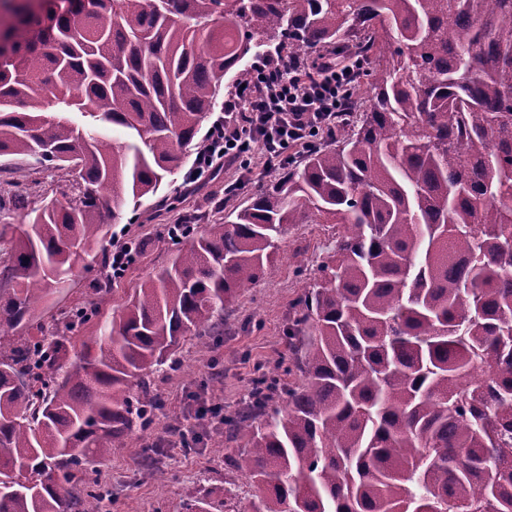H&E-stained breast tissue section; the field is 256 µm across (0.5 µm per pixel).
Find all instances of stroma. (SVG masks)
Returning <instances> with one entry per match:
<instances>
[{
  "label": "stroma",
  "instance_id": "1",
  "mask_svg": "<svg viewBox=\"0 0 512 512\" xmlns=\"http://www.w3.org/2000/svg\"><path fill=\"white\" fill-rule=\"evenodd\" d=\"M249 173L225 166L219 178L199 181L190 192L188 167L167 176L157 196L180 195L179 212L160 215L154 208L157 196L127 200L108 221L109 236L127 234L140 245V253L112 293L100 305L98 323L111 320L135 289L165 265L175 251L167 236L179 214L207 210L210 219L223 218L216 194L225 183L243 179L236 204L247 202L262 189L275 185L279 174H266L258 154L246 155ZM277 257L259 281L224 312V334L210 346L187 341L176 356L177 369L162 368L151 379L167 401L163 415L145 431L133 432L123 447L96 464L98 477L116 500L113 512H186L187 503L209 497L225 501L224 512L246 508L256 489L242 470L231 466L237 458L238 443L226 440L224 429L211 426L190 451H180L179 428L189 427L200 404L218 403L224 417L243 410L253 380L262 372L286 366L291 358L286 334L292 307L304 288L317 283L320 265L336 248V227L332 224H290L277 242ZM96 260L86 258L65 292L51 296L40 309L45 324H52L60 311L86 301L92 281L98 276Z\"/></svg>",
  "mask_w": 512,
  "mask_h": 512
}]
</instances>
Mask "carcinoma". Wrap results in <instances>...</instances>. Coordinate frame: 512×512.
Here are the masks:
<instances>
[{"label": "carcinoma", "mask_w": 512, "mask_h": 512, "mask_svg": "<svg viewBox=\"0 0 512 512\" xmlns=\"http://www.w3.org/2000/svg\"><path fill=\"white\" fill-rule=\"evenodd\" d=\"M41 0L0 23V156L46 153L78 199L29 206L0 262V512H104L89 474L165 399L144 372L206 343L272 263L286 224H337L263 374L224 421L253 512H512V0ZM354 50L349 112L301 166L179 247L68 362L90 300L44 335L37 305L99 247L104 219L157 194L224 78ZM130 140L109 145L100 130ZM287 397L283 408L273 394ZM197 498L187 512H223Z\"/></svg>", "instance_id": "1"}]
</instances>
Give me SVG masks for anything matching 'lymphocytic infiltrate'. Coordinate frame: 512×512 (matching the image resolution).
I'll list each match as a JSON object with an SVG mask.
<instances>
[{"mask_svg": "<svg viewBox=\"0 0 512 512\" xmlns=\"http://www.w3.org/2000/svg\"><path fill=\"white\" fill-rule=\"evenodd\" d=\"M356 78L353 62L331 55L288 70L279 60H266L225 101L224 116L209 129L190 180L202 179L254 149L264 172L284 169L288 147H310L333 130Z\"/></svg>", "mask_w": 512, "mask_h": 512, "instance_id": "f902f5d3", "label": "lymphocytic infiltrate"}]
</instances>
